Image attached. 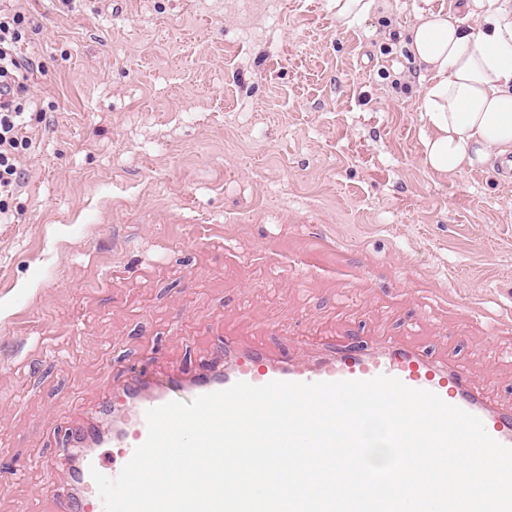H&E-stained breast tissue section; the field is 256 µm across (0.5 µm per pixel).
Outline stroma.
<instances>
[{
    "mask_svg": "<svg viewBox=\"0 0 512 512\" xmlns=\"http://www.w3.org/2000/svg\"><path fill=\"white\" fill-rule=\"evenodd\" d=\"M17 0L35 74L0 224V512H51L68 421L242 337L408 324L512 403V182L423 163L406 30L465 0ZM330 9L336 20L344 26H352L380 8L378 0H330Z\"/></svg>",
    "mask_w": 512,
    "mask_h": 512,
    "instance_id": "obj_1",
    "label": "stroma"
}]
</instances>
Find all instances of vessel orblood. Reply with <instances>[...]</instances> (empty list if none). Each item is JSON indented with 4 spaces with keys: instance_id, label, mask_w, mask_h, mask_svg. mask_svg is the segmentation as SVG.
<instances>
[{
    "instance_id": "1",
    "label": "vessel or blood",
    "mask_w": 512,
    "mask_h": 512,
    "mask_svg": "<svg viewBox=\"0 0 512 512\" xmlns=\"http://www.w3.org/2000/svg\"><path fill=\"white\" fill-rule=\"evenodd\" d=\"M379 375L399 378L407 386L436 393L446 403L479 417L499 443L512 447V406L486 398L473 376L458 364L438 358L416 345L412 335L388 337L365 344L344 332L336 340L315 346L298 343L294 351L280 354L264 338L240 340L225 331L218 362L201 367L197 375H172L165 379L136 374L120 399V420L111 433L73 422L70 431L80 454L69 480L54 491L56 512H103V504L90 471L102 467L101 449H115L119 463L107 470L116 477L147 437L145 413L169 401L191 402L196 397L229 388L239 381L264 385L272 381L322 382L368 380Z\"/></svg>"
}]
</instances>
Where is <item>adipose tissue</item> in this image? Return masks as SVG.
Returning <instances> with one entry per match:
<instances>
[{
	"mask_svg": "<svg viewBox=\"0 0 512 512\" xmlns=\"http://www.w3.org/2000/svg\"><path fill=\"white\" fill-rule=\"evenodd\" d=\"M423 65V161L452 176L512 154V0H469L465 17L421 12L407 32Z\"/></svg>",
	"mask_w": 512,
	"mask_h": 512,
	"instance_id": "obj_1",
	"label": "adipose tissue"
}]
</instances>
